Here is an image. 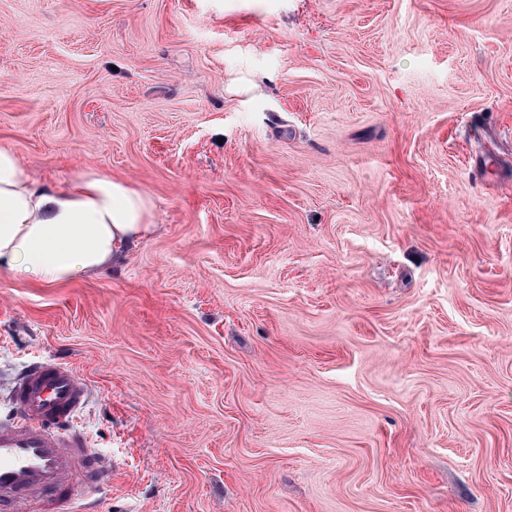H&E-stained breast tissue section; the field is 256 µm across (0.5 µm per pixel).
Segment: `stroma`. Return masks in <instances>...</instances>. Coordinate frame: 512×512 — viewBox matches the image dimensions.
<instances>
[{"label":"stroma","mask_w":512,"mask_h":512,"mask_svg":"<svg viewBox=\"0 0 512 512\" xmlns=\"http://www.w3.org/2000/svg\"><path fill=\"white\" fill-rule=\"evenodd\" d=\"M0 145L155 205L0 270V418L85 379L96 512H512V0H0Z\"/></svg>","instance_id":"stroma-1"}]
</instances>
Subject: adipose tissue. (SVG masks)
Instances as JSON below:
<instances>
[{
	"mask_svg": "<svg viewBox=\"0 0 512 512\" xmlns=\"http://www.w3.org/2000/svg\"><path fill=\"white\" fill-rule=\"evenodd\" d=\"M157 229L141 189L107 172L36 180L0 146V269L47 285L89 278Z\"/></svg>",
	"mask_w": 512,
	"mask_h": 512,
	"instance_id": "1",
	"label": "adipose tissue"
}]
</instances>
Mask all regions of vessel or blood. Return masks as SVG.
Here are the masks:
<instances>
[{
    "mask_svg": "<svg viewBox=\"0 0 512 512\" xmlns=\"http://www.w3.org/2000/svg\"><path fill=\"white\" fill-rule=\"evenodd\" d=\"M87 398V383L59 361L34 363L18 379L0 422V512H88L82 479L110 493L112 463L76 424Z\"/></svg>",
    "mask_w": 512,
    "mask_h": 512,
    "instance_id": "vessel-or-blood-1",
    "label": "vessel or blood"
}]
</instances>
